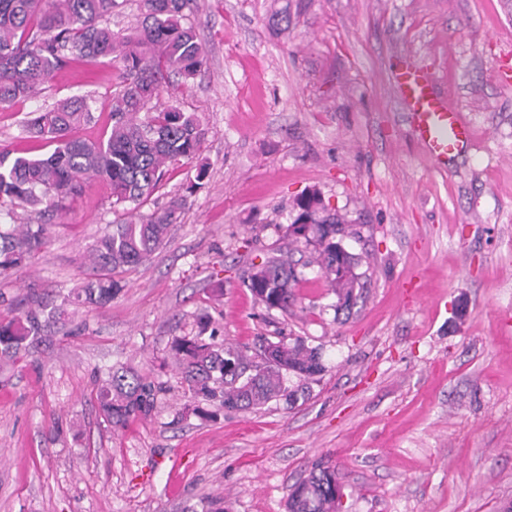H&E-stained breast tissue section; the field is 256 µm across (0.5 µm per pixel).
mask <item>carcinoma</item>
Instances as JSON below:
<instances>
[{"label": "carcinoma", "instance_id": "obj_1", "mask_svg": "<svg viewBox=\"0 0 512 512\" xmlns=\"http://www.w3.org/2000/svg\"><path fill=\"white\" fill-rule=\"evenodd\" d=\"M127 0H0V107L36 95L71 57L112 63L117 84L112 92L110 123L100 137L86 140L73 132L94 120L91 101L66 98L27 119L30 137L54 146L51 153L31 156L0 147V208L14 217L15 208L40 214L57 212L82 194L92 178L112 190V205L126 219L112 225L89 249L93 274L52 308L36 300L8 320L0 321V355L15 354L50 324L62 320L72 304L105 306L121 290L116 271L137 266L163 242L187 197L171 198L149 212L142 208L160 188L169 165L198 155L208 129L195 114L159 102L171 76L185 80L206 63L194 27L185 22L188 0H141L142 20L113 30L102 24ZM303 206L288 235L304 231L314 246L313 262L336 294V309L350 310L363 287L359 274L336 269V234L344 220L318 216ZM44 224L0 223V275L24 266L47 243ZM299 278L293 262L273 258L250 274L247 288L267 309L286 310ZM175 357L194 398L223 409L257 408L273 400L293 404L305 396L307 381L324 371L319 348L301 339L280 346L274 364L260 365L238 351L218 346L214 337L181 336ZM160 387L134 372L114 371L98 387L100 412L113 427L148 416ZM336 468L317 464L291 487L287 512H338Z\"/></svg>", "mask_w": 512, "mask_h": 512}]
</instances>
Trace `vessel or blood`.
Returning <instances> with one entry per match:
<instances>
[{"instance_id":"1","label":"vessel or blood","mask_w":512,"mask_h":512,"mask_svg":"<svg viewBox=\"0 0 512 512\" xmlns=\"http://www.w3.org/2000/svg\"><path fill=\"white\" fill-rule=\"evenodd\" d=\"M394 84L413 138L434 163L447 164L471 148V127L462 112L438 92L434 72L406 59L394 69Z\"/></svg>"}]
</instances>
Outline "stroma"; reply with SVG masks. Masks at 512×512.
I'll return each instance as SVG.
<instances>
[{
	"mask_svg": "<svg viewBox=\"0 0 512 512\" xmlns=\"http://www.w3.org/2000/svg\"><path fill=\"white\" fill-rule=\"evenodd\" d=\"M186 13L206 63L161 99L208 135L153 201L194 192L112 303L70 307L37 345L0 356V512H206L217 499L286 512L319 462L338 472L342 512H507L512 88L498 66L512 58V0H191ZM406 57L471 123V149L448 165L409 131L392 81ZM114 83L111 66L66 65L0 108V147L47 153L22 129L29 112L88 94L106 119ZM311 192L359 260L348 312L287 235ZM115 218L98 180L41 215L48 243L0 278V320L76 288ZM280 252L300 274L285 311L245 285ZM203 329L255 358L304 338L325 370L295 404L196 417L171 345ZM112 366L161 387L149 416L117 429L94 395Z\"/></svg>",
	"mask_w": 512,
	"mask_h": 512,
	"instance_id": "obj_1",
	"label": "stroma"
}]
</instances>
